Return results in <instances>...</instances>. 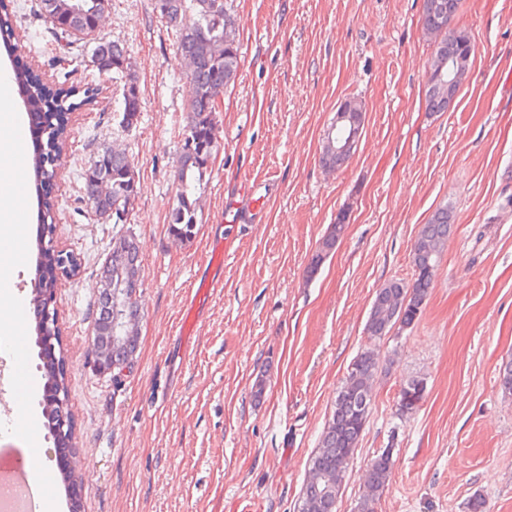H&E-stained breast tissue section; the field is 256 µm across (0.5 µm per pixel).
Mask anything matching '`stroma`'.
Listing matches in <instances>:
<instances>
[{
    "label": "stroma",
    "mask_w": 512,
    "mask_h": 512,
    "mask_svg": "<svg viewBox=\"0 0 512 512\" xmlns=\"http://www.w3.org/2000/svg\"><path fill=\"white\" fill-rule=\"evenodd\" d=\"M424 0H227L239 19L241 66L217 101V148L199 191L194 237L175 243L176 171L190 102L177 33L152 0H108L98 39L71 41L66 61L38 14L12 0L19 51L44 85L74 89L54 186L56 248L80 268L62 278L54 309L69 361L84 512H294L336 392L363 351L381 354L362 441L337 512H354L372 458L392 451L373 512H512V394L499 372L512 359V0H461L454 24L473 46L470 78L448 111L425 107L432 47ZM125 45L139 90L124 128L123 75L92 62L97 40ZM361 99L365 128L349 163L319 162L341 102ZM133 159L139 193L126 223L86 212L81 175L97 150ZM265 187L247 224L224 202ZM15 185L27 205L22 260L6 287L32 303L38 202L33 172ZM448 207L454 228L415 324L380 340L365 330L376 289L413 279L421 224ZM345 231L315 278L305 268L338 215ZM140 250L143 315L130 369L99 371L87 348L99 273L121 233ZM223 242L224 278L197 303L193 335L176 328L200 267ZM20 351L0 362L23 392L40 467L53 439L43 415L36 319H21ZM426 383L399 412L410 380ZM264 396L254 401L256 382ZM425 382L421 379H413L401 389L399 410L403 415L412 413L422 400L425 392Z\"/></svg>",
    "instance_id": "35a3bbf8"
}]
</instances>
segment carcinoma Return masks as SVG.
I'll return each mask as SVG.
<instances>
[{"instance_id": "cac0c4a2", "label": "carcinoma", "mask_w": 512, "mask_h": 512, "mask_svg": "<svg viewBox=\"0 0 512 512\" xmlns=\"http://www.w3.org/2000/svg\"><path fill=\"white\" fill-rule=\"evenodd\" d=\"M108 0H39V13L51 25V32L59 38L86 35L93 25L95 14L106 10ZM459 0H424L422 29L432 44L429 70L436 65L456 60L469 47L448 32L458 10ZM153 10L177 32V51L191 68L186 71L193 88L188 106L185 138H192L202 145L217 143L218 98L235 82L241 64V46L238 39L237 16L227 7L225 0H154ZM14 33L12 19L0 0V40L8 50H13L10 36ZM112 52L98 55L95 65L100 72L127 73L131 63L125 46L110 42ZM15 79L22 88L26 108L32 117H41L47 105V91L34 85L28 73H19ZM454 101L443 85L429 77L425 91L426 110L446 112ZM140 97L134 85L124 88L121 123L131 127L138 122ZM64 129L56 131L53 142L34 158L35 172H40L44 158L61 152ZM359 138H354L350 148L336 152L326 147L320 151V163L328 169H339L352 158ZM213 150L203 154H180L178 205L171 215L170 232L179 241L194 235L197 224L198 199L192 197L207 170ZM81 202L86 211L99 217H112L118 221L128 215L132 202L138 195L134 162L121 149L103 147L94 155L83 172ZM452 216L448 208H438L421 225L413 242L411 255L414 279L410 283L391 280L375 292L366 322L367 334L380 339L394 327H410L422 312L430 289L433 288L436 269L452 232ZM345 228L344 216H339L321 240L307 267V278H313L322 262L334 250L336 241ZM107 262L112 264V279L120 280L129 288L124 304L123 337L112 344V363L130 365L139 337L141 310L137 290L141 286V260L135 237L131 234L113 238L112 251ZM380 364V352L370 348L362 352L350 365L342 386L337 392L334 409L322 433L319 446L309 461V471L322 479L306 481L297 512H336V503L348 468V459L354 456L364 431L372 405V386ZM46 378V394L54 396L66 389V383L55 361H42ZM425 392V382L413 379L401 389L399 410L407 415L417 407ZM391 449H384L370 462L359 512H370L369 505L388 485L392 472Z\"/></svg>"}]
</instances>
